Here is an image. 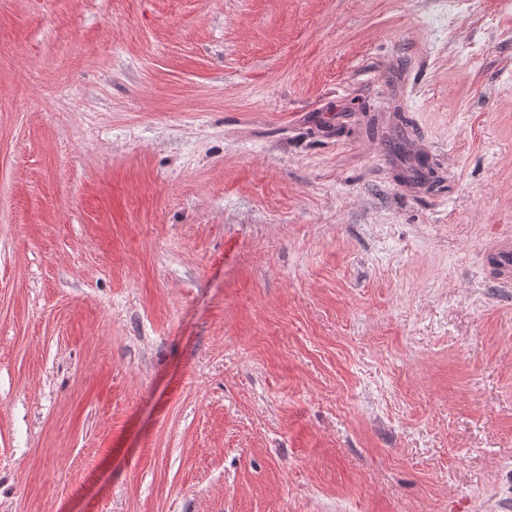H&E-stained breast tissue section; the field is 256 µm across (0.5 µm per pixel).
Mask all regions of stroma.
<instances>
[{
  "label": "stroma",
  "instance_id": "35a3bbf8",
  "mask_svg": "<svg viewBox=\"0 0 512 512\" xmlns=\"http://www.w3.org/2000/svg\"><path fill=\"white\" fill-rule=\"evenodd\" d=\"M512 13L0 0V512H502Z\"/></svg>",
  "mask_w": 512,
  "mask_h": 512
}]
</instances>
